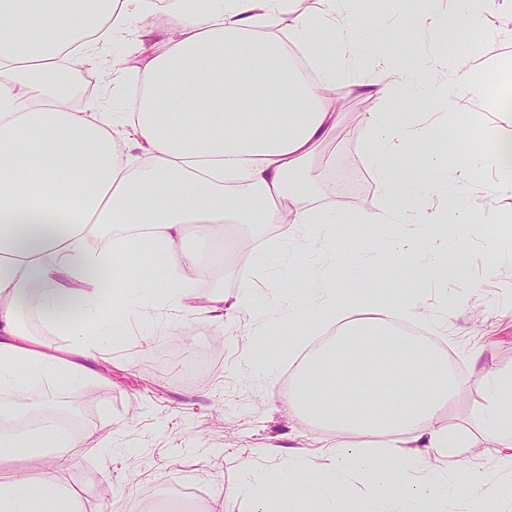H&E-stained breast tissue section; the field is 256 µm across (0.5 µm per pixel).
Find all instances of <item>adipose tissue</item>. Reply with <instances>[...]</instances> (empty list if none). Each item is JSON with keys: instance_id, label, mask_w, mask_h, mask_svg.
I'll list each match as a JSON object with an SVG mask.
<instances>
[{"instance_id": "ef3b65f1", "label": "adipose tissue", "mask_w": 512, "mask_h": 512, "mask_svg": "<svg viewBox=\"0 0 512 512\" xmlns=\"http://www.w3.org/2000/svg\"><path fill=\"white\" fill-rule=\"evenodd\" d=\"M153 9L152 0H0V389L15 400L0 411V512H18L23 501L83 512L57 474L69 467V449L104 448L107 440L50 424L19 428V402L33 382L83 380L99 327L125 329L130 299L147 314L168 301L188 316L223 319V293L201 302L187 278L132 281L126 257L139 245L165 269L206 274L207 265L183 243L188 231L207 237L227 220L281 226L323 253L335 251L348 225L377 224L393 257L392 265L369 270L350 254L354 302L301 263L295 275L314 281L310 296L279 287L295 313L314 309L317 331L336 332L335 343L298 371L289 404L318 425L380 436L386 444L371 450L339 441L293 457L275 500L244 484L253 512H269L274 502L289 512L313 492L327 501L326 512H368L381 499L393 512H426L437 496L477 492L485 479L480 463H471L462 481L451 470L429 471V456L456 455L458 442L441 410L458 393L432 346L392 328L398 313L424 318L422 297L371 299L381 282L398 275L417 285L463 278L448 231L482 221L469 203L468 163L424 150L408 154L436 133L420 113L426 101L438 97L452 106L475 91L470 74L477 62L404 56L396 47L425 37L447 42L454 17L439 0H418L414 22L391 34L384 21H364L361 0H317L305 10L297 0H171L168 26L143 30L164 50L136 66L130 110L111 112L97 100L72 109L52 81L60 58L96 64L92 45L124 40L130 17ZM364 23L385 45L370 60L357 36ZM319 33L331 48H320ZM341 81L377 103L362 124L380 204L364 214L321 202L303 181L308 162L339 126ZM501 118L486 161L500 176V193L511 196L512 114ZM108 226L111 243L89 248ZM27 316L70 337L67 356L31 339ZM429 375L436 382L428 387ZM478 382L476 417L501 447L499 471L511 473L512 371L480 367ZM300 470L313 473L314 483L300 484ZM355 472L369 483L358 499L347 491Z\"/></svg>"}]
</instances>
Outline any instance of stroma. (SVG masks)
Returning a JSON list of instances; mask_svg holds the SVG:
<instances>
[{"label":"stroma","instance_id":"35a3bbf8","mask_svg":"<svg viewBox=\"0 0 512 512\" xmlns=\"http://www.w3.org/2000/svg\"><path fill=\"white\" fill-rule=\"evenodd\" d=\"M501 9L483 25L464 21L461 33H474L480 47L475 56L492 66L512 69V37L505 19L512 14V0H500ZM124 45L102 49L105 66L86 68L93 90L72 99L74 108L99 99L111 108L127 111L133 97V64L124 58ZM343 122L323 145L327 162L313 161L309 167L315 196L330 201L335 197L332 174H342L348 184L346 201L359 211L375 209L379 203L375 185L365 162L363 114L375 111L374 99L348 94ZM428 111L439 113L440 135H452V161L473 156L475 136L466 132L475 114L486 116L488 132L497 124L491 116L487 96H465L455 108L440 99L430 100ZM498 179L486 165H478L470 197L484 208L480 224L460 225L453 240L463 248L461 258L467 279L448 280L445 291L426 288L424 301L437 311L440 295L448 297V333L436 335V346L449 357L454 368L459 398L442 412L454 435L476 433L475 409L481 400L472 364L466 350L473 343L485 346L486 367L512 370V249L494 248L487 241L502 215L512 216V197L499 196ZM226 238L242 241L251 252L245 272L209 271L196 283L195 292L205 296L218 291L233 296L251 282L264 301L255 314L232 313L224 320L184 317L175 307L163 306L153 316L139 317L138 326L126 336H108L98 341L96 373L81 384L58 388L40 381L31 385L28 401L34 405L51 401L54 408H80L89 428L111 432L113 447L108 452L78 455L59 480L92 512L98 495H106L112 512H136L146 493H164L172 486L192 480L207 486L209 494L223 492V512H251V501L238 492L243 479L241 462H250L265 491H272L278 474L293 448L317 451L335 441V432L317 426L300 413L289 410L288 377L299 360L288 356V338L282 320L287 310L271 314L277 301L269 287L288 283L289 265L296 259L314 263L315 250L293 251L291 258L280 252L293 241L278 227L257 224H228ZM132 454H125V447ZM499 448L493 438H481L477 449H460V460L479 457L487 483L478 496L449 495L438 501V512H476L479 501L496 505L512 493V475L495 466ZM106 475L99 486L91 479Z\"/></svg>","mask_w":512,"mask_h":512}]
</instances>
